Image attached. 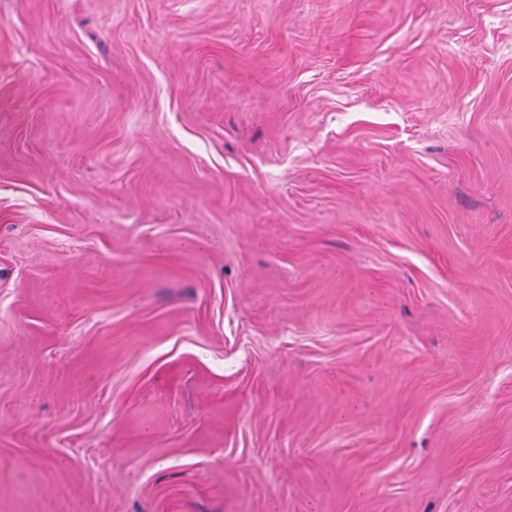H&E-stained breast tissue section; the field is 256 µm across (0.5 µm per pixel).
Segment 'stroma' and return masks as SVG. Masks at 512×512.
Returning a JSON list of instances; mask_svg holds the SVG:
<instances>
[{
  "label": "stroma",
  "mask_w": 512,
  "mask_h": 512,
  "mask_svg": "<svg viewBox=\"0 0 512 512\" xmlns=\"http://www.w3.org/2000/svg\"><path fill=\"white\" fill-rule=\"evenodd\" d=\"M0 512H512V0H0Z\"/></svg>",
  "instance_id": "stroma-1"
}]
</instances>
